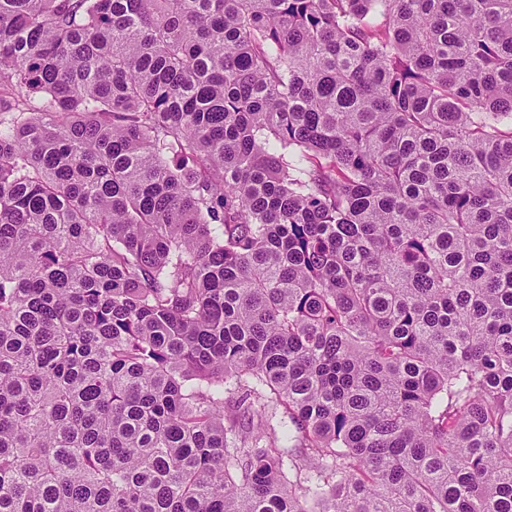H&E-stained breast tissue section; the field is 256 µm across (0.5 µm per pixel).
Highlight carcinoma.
Masks as SVG:
<instances>
[{"instance_id": "obj_1", "label": "carcinoma", "mask_w": 512, "mask_h": 512, "mask_svg": "<svg viewBox=\"0 0 512 512\" xmlns=\"http://www.w3.org/2000/svg\"><path fill=\"white\" fill-rule=\"evenodd\" d=\"M0 512H512V0H0Z\"/></svg>"}]
</instances>
